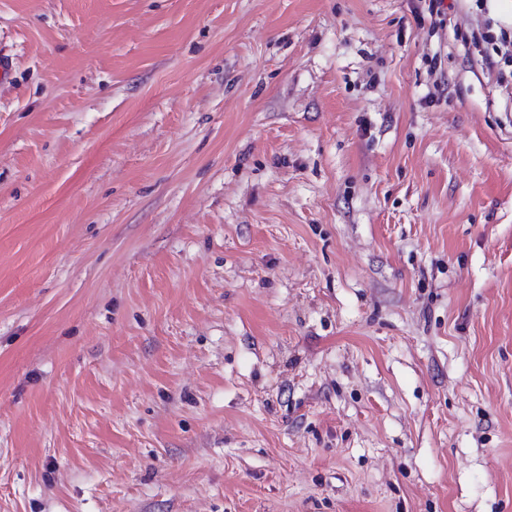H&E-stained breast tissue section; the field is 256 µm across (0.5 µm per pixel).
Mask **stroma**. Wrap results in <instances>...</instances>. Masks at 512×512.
<instances>
[{"label": "stroma", "instance_id": "stroma-1", "mask_svg": "<svg viewBox=\"0 0 512 512\" xmlns=\"http://www.w3.org/2000/svg\"><path fill=\"white\" fill-rule=\"evenodd\" d=\"M0 0V512H512L499 0Z\"/></svg>", "mask_w": 512, "mask_h": 512}]
</instances>
